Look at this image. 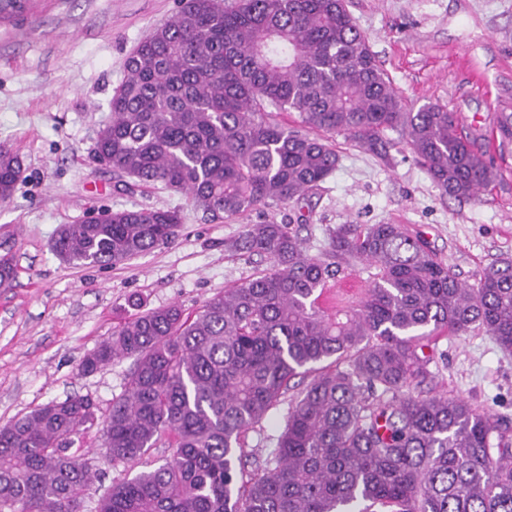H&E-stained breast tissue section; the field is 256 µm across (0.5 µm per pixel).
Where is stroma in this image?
I'll list each match as a JSON object with an SVG mask.
<instances>
[{
  "label": "stroma",
  "mask_w": 512,
  "mask_h": 512,
  "mask_svg": "<svg viewBox=\"0 0 512 512\" xmlns=\"http://www.w3.org/2000/svg\"><path fill=\"white\" fill-rule=\"evenodd\" d=\"M181 0H29L0 19V144L22 163L12 197L0 202V254L16 279L0 287V425L52 401L91 396L100 412L121 397L132 367L117 359L81 373L84 356L111 336L132 302L200 310L214 294L249 279L255 257L225 250L246 225L292 221L320 255L339 224H401L425 238L462 281L512 260V139L490 161L495 183L457 200L435 186L408 150L382 160L343 134L340 161L315 194L220 222L162 185L119 182L96 161L98 128L137 43L173 17ZM348 9L408 107L460 113L462 131L484 150L482 130L512 100V0H348ZM109 208H177V238L125 263L73 268L52 252L64 224ZM426 388L457 396L498 418L512 437V353L491 336L440 337Z\"/></svg>",
  "instance_id": "stroma-1"
}]
</instances>
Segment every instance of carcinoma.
Here are the masks:
<instances>
[{"mask_svg":"<svg viewBox=\"0 0 512 512\" xmlns=\"http://www.w3.org/2000/svg\"><path fill=\"white\" fill-rule=\"evenodd\" d=\"M111 111L94 152L121 178L186 194L210 221L318 190L338 164L336 133L387 160V132H401L452 198L495 178L457 113L407 108L338 0H185L127 57ZM273 112L297 113L301 128ZM20 176L1 144V201ZM180 224L177 209L111 210L64 225L51 250L113 266L172 242ZM224 247L264 268L193 316L135 313L84 357V374L133 359L107 415L75 395L0 426V512H83L106 468L146 464L160 446L163 463L112 482L91 512H512L499 422L412 393L433 378L424 340L479 328L512 351L511 260L462 283L401 224H339L319 256L290 222L248 224ZM352 259L373 269L369 286L328 312L319 298ZM15 275L1 255L0 286ZM308 374L265 455L244 458L242 434ZM97 424L101 446L73 451Z\"/></svg>","mask_w":512,"mask_h":512,"instance_id":"obj_1","label":"carcinoma"}]
</instances>
